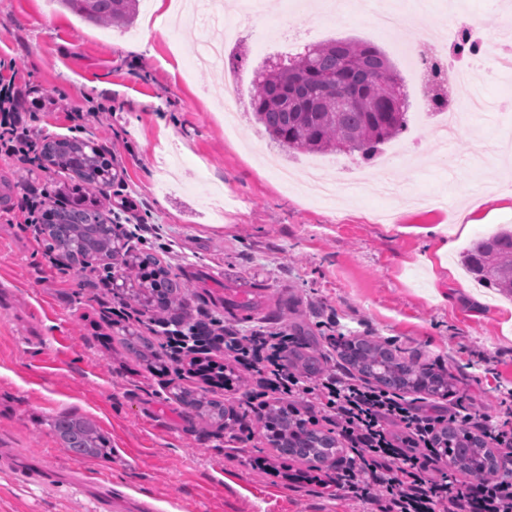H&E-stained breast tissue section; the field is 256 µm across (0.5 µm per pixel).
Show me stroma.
I'll return each mask as SVG.
<instances>
[{
    "label": "stroma",
    "mask_w": 512,
    "mask_h": 512,
    "mask_svg": "<svg viewBox=\"0 0 512 512\" xmlns=\"http://www.w3.org/2000/svg\"><path fill=\"white\" fill-rule=\"evenodd\" d=\"M468 16L491 47L512 39L502 26L512 0H432L419 21L448 29V4ZM237 17L221 70L190 68L208 31L167 26L139 14L130 29L82 21L55 0H0V84L37 106L31 137L89 141L118 174L100 202L124 229L156 225L159 239H129L130 253H153L190 288L189 312L207 310L246 331L284 326L314 370L325 366L330 318L347 337L391 340L399 357L446 373L444 397L498 416L512 388V296L475 282L460 255L476 238L512 226V81L483 87L489 114L452 142L410 94L408 127L369 163L371 179L332 203L288 158L285 185L259 158L271 141L248 109L253 73L286 54L266 27L289 25L282 0ZM311 42L353 39L385 51L413 86L411 33L380 36L353 10L313 14L299 25ZM238 77L235 130L224 123L226 72ZM63 96L83 109L104 102L74 132ZM65 172L0 155V512H361L337 492L330 465L311 470L278 457L246 412L244 379L204 386L186 366L129 357L124 330L148 332L153 309L132 298L137 272L118 264L80 268L52 260L20 202L29 189L51 195ZM129 316L114 315L120 300ZM180 388L223 401L225 425H207L179 405ZM75 414L95 423L111 454L67 452L51 427Z\"/></svg>",
    "instance_id": "1"
}]
</instances>
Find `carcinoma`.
Segmentation results:
<instances>
[{
    "label": "carcinoma",
    "instance_id": "1",
    "mask_svg": "<svg viewBox=\"0 0 512 512\" xmlns=\"http://www.w3.org/2000/svg\"><path fill=\"white\" fill-rule=\"evenodd\" d=\"M85 21L129 25L139 13L140 0H58ZM252 115L271 141L290 153H342L370 160L381 146L407 129L408 104L403 83L385 54L358 40H330L311 44L288 63L256 71L251 98ZM44 161L77 178L81 198L114 178L112 162L78 138L48 141ZM80 220L68 209L46 212L43 234L48 250H59L79 264L95 258L111 260L125 244L112 238L106 220L95 209L81 207ZM139 270L135 298L161 313L181 318L188 287L170 277L152 255L134 254ZM466 270L490 288L512 294V230L475 241L463 256ZM126 353L142 362L157 360L151 337L132 331L123 337ZM345 365L378 385L392 390L427 394L448 392V375L398 358L387 344L375 339H349L339 346ZM175 400L207 423L224 421V403L204 391L183 389ZM263 426L281 456L310 463H328L342 452L336 437L298 425L296 415L283 406L268 404ZM51 426L70 452L94 457L108 447L106 438L90 420L74 414L55 418ZM441 444L456 448L454 466L473 479L497 472L495 452L485 436L448 426Z\"/></svg>",
    "mask_w": 512,
    "mask_h": 512
}]
</instances>
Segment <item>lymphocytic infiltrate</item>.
<instances>
[{
	"instance_id": "1",
	"label": "lymphocytic infiltrate",
	"mask_w": 512,
	"mask_h": 512,
	"mask_svg": "<svg viewBox=\"0 0 512 512\" xmlns=\"http://www.w3.org/2000/svg\"><path fill=\"white\" fill-rule=\"evenodd\" d=\"M13 86L0 88V152L39 163ZM298 341L287 327L249 332L209 316L205 327L167 331L164 345L173 362L214 353L243 367L249 400L276 394L326 413L350 455L339 462L336 481L344 497L373 512H512V476L461 480L438 454L435 436L444 423L478 430L497 448L512 453V422L456 406L448 415L422 412L414 402L351 373L329 368L313 378L290 363Z\"/></svg>"
}]
</instances>
